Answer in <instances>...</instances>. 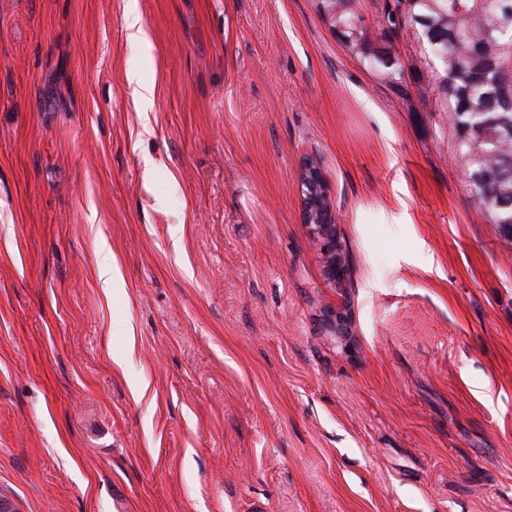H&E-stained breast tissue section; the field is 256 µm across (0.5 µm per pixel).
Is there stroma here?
I'll list each match as a JSON object with an SVG mask.
<instances>
[{
  "mask_svg": "<svg viewBox=\"0 0 512 512\" xmlns=\"http://www.w3.org/2000/svg\"><path fill=\"white\" fill-rule=\"evenodd\" d=\"M393 52L430 80L411 27ZM454 142L315 0H0V493L512 512V238ZM307 160L341 287L303 222Z\"/></svg>",
  "mask_w": 512,
  "mask_h": 512,
  "instance_id": "35a3bbf8",
  "label": "stroma"
}]
</instances>
